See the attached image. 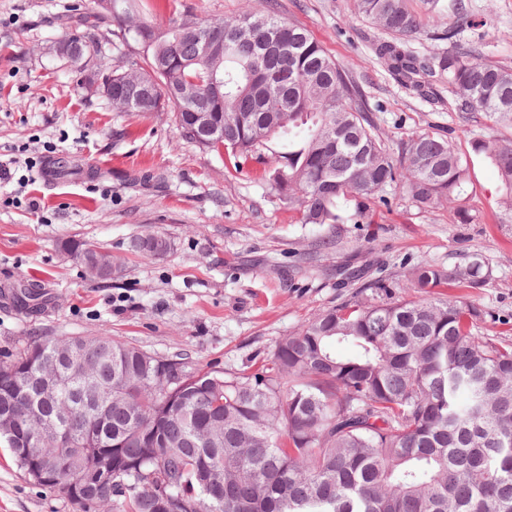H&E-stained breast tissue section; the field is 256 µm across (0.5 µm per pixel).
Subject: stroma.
Returning a JSON list of instances; mask_svg holds the SVG:
<instances>
[{
	"instance_id": "stroma-1",
	"label": "stroma",
	"mask_w": 512,
	"mask_h": 512,
	"mask_svg": "<svg viewBox=\"0 0 512 512\" xmlns=\"http://www.w3.org/2000/svg\"><path fill=\"white\" fill-rule=\"evenodd\" d=\"M73 0H0V362L39 340L107 334L173 362L236 371L259 364L278 342L349 298L337 268L398 286L429 261L444 267L479 257L489 274L458 294L485 313L478 332L512 342V214L498 203L496 169L477 140L512 137V123L483 112L437 107L401 86L372 50L382 32L354 0H276L278 15L305 26L362 86L389 145L415 132L448 140L467 166L473 223L448 207L418 209L402 189L384 193L371 224H301L266 175L273 149L240 169L182 138L172 112L113 111L87 95L54 45L79 32ZM166 23L172 12L202 20L265 10L266 0H143ZM482 58L512 67V0H464ZM73 173H54L56 158ZM165 235L171 251L144 258L132 240ZM105 248L119 270L86 275L69 242ZM28 284L46 299L22 309L4 290ZM0 512H78L37 485L0 445Z\"/></svg>"
}]
</instances>
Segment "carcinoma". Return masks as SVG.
I'll return each mask as SVG.
<instances>
[{"label":"carcinoma","mask_w":512,"mask_h":512,"mask_svg":"<svg viewBox=\"0 0 512 512\" xmlns=\"http://www.w3.org/2000/svg\"><path fill=\"white\" fill-rule=\"evenodd\" d=\"M383 30L374 44L392 75L462 112L512 122V68L481 59L477 42L421 59L408 43L427 24L407 0H355ZM122 41L150 42L131 64L110 66L112 108L175 106L180 135L224 153L238 169L277 142L270 189L302 224L373 223L377 195L396 184L425 212L448 203L470 224L468 169L433 134L413 133L394 152L368 115L349 70L307 29L268 6L228 20L186 17L161 26L121 0L110 15ZM211 113L216 134L196 142L192 113ZM512 207V141H477ZM132 249L159 258V234ZM483 263L422 262L404 275L405 297L377 281L282 339L256 372L202 371L106 334L45 340L0 364V434L18 467L26 444L58 462L43 486L79 512H512V343L478 334L483 311L442 300L449 284L480 288ZM176 368L168 382L158 367ZM112 389L98 404L94 392ZM98 452L112 475H97Z\"/></svg>","instance_id":"1"}]
</instances>
